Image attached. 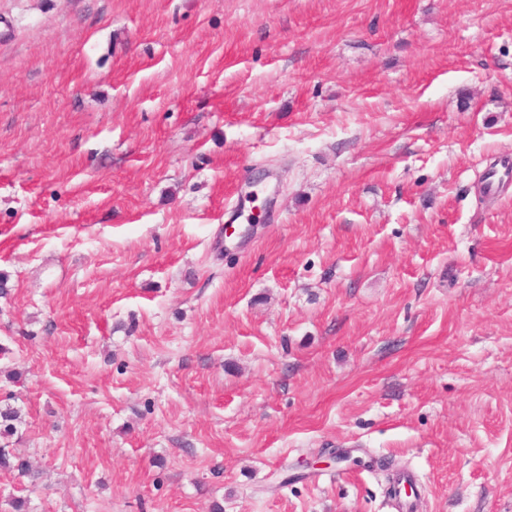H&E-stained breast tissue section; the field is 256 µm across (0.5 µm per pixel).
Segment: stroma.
<instances>
[{"label":"stroma","instance_id":"obj_1","mask_svg":"<svg viewBox=\"0 0 512 512\" xmlns=\"http://www.w3.org/2000/svg\"><path fill=\"white\" fill-rule=\"evenodd\" d=\"M504 158L512 0H0V512H512Z\"/></svg>","mask_w":512,"mask_h":512}]
</instances>
